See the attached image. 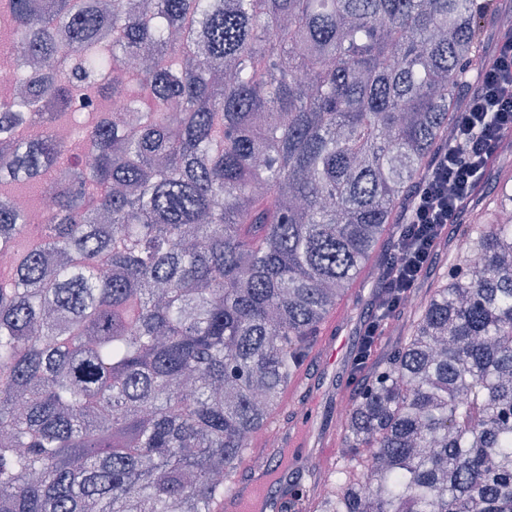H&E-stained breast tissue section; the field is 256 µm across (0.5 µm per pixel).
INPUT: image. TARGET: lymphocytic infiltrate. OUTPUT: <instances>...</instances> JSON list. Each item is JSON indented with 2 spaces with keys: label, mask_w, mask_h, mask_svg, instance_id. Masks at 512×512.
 <instances>
[{
  "label": "lymphocytic infiltrate",
  "mask_w": 512,
  "mask_h": 512,
  "mask_svg": "<svg viewBox=\"0 0 512 512\" xmlns=\"http://www.w3.org/2000/svg\"><path fill=\"white\" fill-rule=\"evenodd\" d=\"M508 133L512 134V38H502L479 74L477 91L455 114L450 147L433 154L403 206L395 251L379 275L371 310L360 324L356 363L369 360L372 337L388 333L394 312L416 288L450 225L459 222Z\"/></svg>",
  "instance_id": "1"
}]
</instances>
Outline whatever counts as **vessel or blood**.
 I'll use <instances>...</instances> for the list:
<instances>
[{"mask_svg": "<svg viewBox=\"0 0 512 512\" xmlns=\"http://www.w3.org/2000/svg\"><path fill=\"white\" fill-rule=\"evenodd\" d=\"M271 422L279 435L277 447H269L263 438L252 442L242 465L237 466L231 475L236 486L235 494L218 501L214 512H271L276 490L288 484L289 451H300L301 455L315 460L323 471L335 468V430L321 432L311 442L301 435L302 429L308 425L307 414L298 413L288 418L279 411L273 414ZM270 457L279 458L277 469L265 466V459Z\"/></svg>", "mask_w": 512, "mask_h": 512, "instance_id": "vessel-or-blood-1", "label": "vessel or blood"}]
</instances>
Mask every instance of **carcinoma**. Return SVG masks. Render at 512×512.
<instances>
[{"label": "carcinoma", "mask_w": 512, "mask_h": 512, "mask_svg": "<svg viewBox=\"0 0 512 512\" xmlns=\"http://www.w3.org/2000/svg\"><path fill=\"white\" fill-rule=\"evenodd\" d=\"M0 57V512H214L399 206L451 140L476 0H7ZM112 31V43L102 36ZM119 98L103 112L98 91ZM91 158L57 139L76 112ZM48 194L44 220L1 187ZM341 417L313 512H512V224ZM483 257L471 266L472 254Z\"/></svg>", "instance_id": "carcinoma-1"}]
</instances>
